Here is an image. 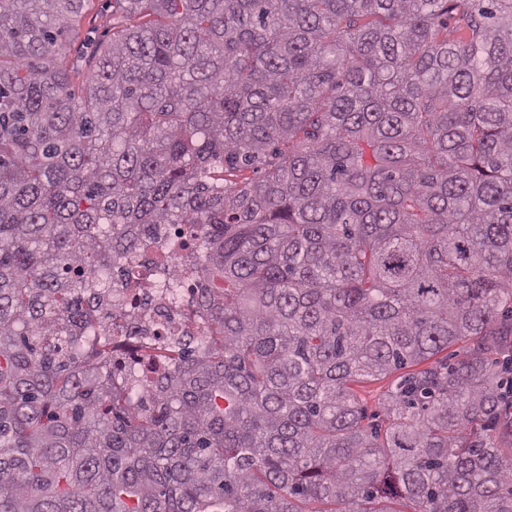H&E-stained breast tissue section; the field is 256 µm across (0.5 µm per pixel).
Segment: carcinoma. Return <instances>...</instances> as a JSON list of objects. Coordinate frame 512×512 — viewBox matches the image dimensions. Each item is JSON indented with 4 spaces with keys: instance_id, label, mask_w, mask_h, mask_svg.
<instances>
[{
    "instance_id": "1",
    "label": "carcinoma",
    "mask_w": 512,
    "mask_h": 512,
    "mask_svg": "<svg viewBox=\"0 0 512 512\" xmlns=\"http://www.w3.org/2000/svg\"><path fill=\"white\" fill-rule=\"evenodd\" d=\"M113 3L76 99L85 0H0V512H512V0ZM146 224L210 287L134 406L76 348ZM410 369L412 368L397 370L385 377H379L377 379L371 378L354 386L360 404L363 409H365L372 424L380 425L381 403L384 399L385 393L398 376Z\"/></svg>"
}]
</instances>
